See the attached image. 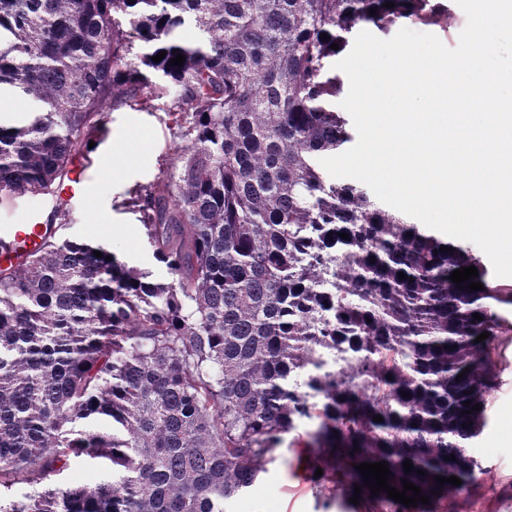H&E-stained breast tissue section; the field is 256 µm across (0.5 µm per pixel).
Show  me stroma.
Returning <instances> with one entry per match:
<instances>
[{"label": "stroma", "instance_id": "1", "mask_svg": "<svg viewBox=\"0 0 512 512\" xmlns=\"http://www.w3.org/2000/svg\"><path fill=\"white\" fill-rule=\"evenodd\" d=\"M169 105L166 98L145 101L137 109L112 100L105 104L106 131L83 163L92 170L104 163L108 169L94 182L90 201L69 202L71 222L58 231L64 238L106 244L120 261L158 280L167 279L168 272L155 259L130 199L136 188L176 163L168 149ZM48 202L45 195L0 199V225L45 223ZM492 308L506 325L495 356L496 387L485 424L467 449L482 472L439 503L408 512H512V304L496 302ZM354 494L343 482L314 484L299 448L282 446L267 472L243 496L226 502L224 512H372L366 501H354Z\"/></svg>", "mask_w": 512, "mask_h": 512}]
</instances>
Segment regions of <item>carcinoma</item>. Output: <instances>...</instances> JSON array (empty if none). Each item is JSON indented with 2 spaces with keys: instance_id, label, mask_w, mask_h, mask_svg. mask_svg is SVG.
I'll use <instances>...</instances> for the list:
<instances>
[{
  "instance_id": "obj_1",
  "label": "carcinoma",
  "mask_w": 512,
  "mask_h": 512,
  "mask_svg": "<svg viewBox=\"0 0 512 512\" xmlns=\"http://www.w3.org/2000/svg\"><path fill=\"white\" fill-rule=\"evenodd\" d=\"M450 19L438 0H0V93L41 105L0 123L1 198L57 192L108 100L177 90V165L133 198L170 278L54 236L0 267V512H224L307 421L311 479H350L375 512L404 505L355 463L388 462L431 502L452 489L434 478L473 479L503 328L486 300L512 294L320 164L352 140L330 103L357 26ZM468 266L484 289L449 279ZM80 459L122 477L54 484ZM23 482L46 487L10 497Z\"/></svg>"
}]
</instances>
